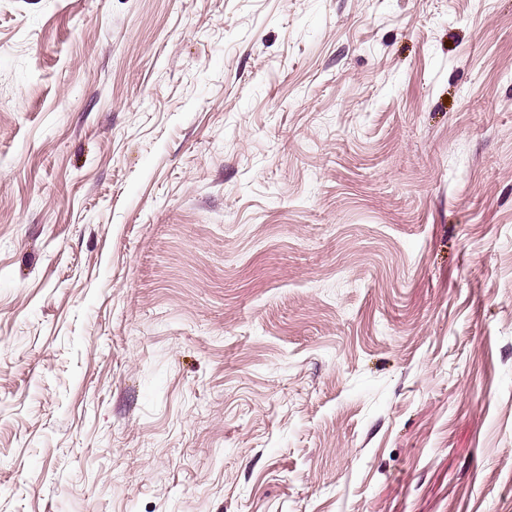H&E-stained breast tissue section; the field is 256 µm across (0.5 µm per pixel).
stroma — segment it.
<instances>
[{
	"mask_svg": "<svg viewBox=\"0 0 512 512\" xmlns=\"http://www.w3.org/2000/svg\"><path fill=\"white\" fill-rule=\"evenodd\" d=\"M0 512H512V0H0Z\"/></svg>",
	"mask_w": 512,
	"mask_h": 512,
	"instance_id": "1",
	"label": "stroma"
}]
</instances>
